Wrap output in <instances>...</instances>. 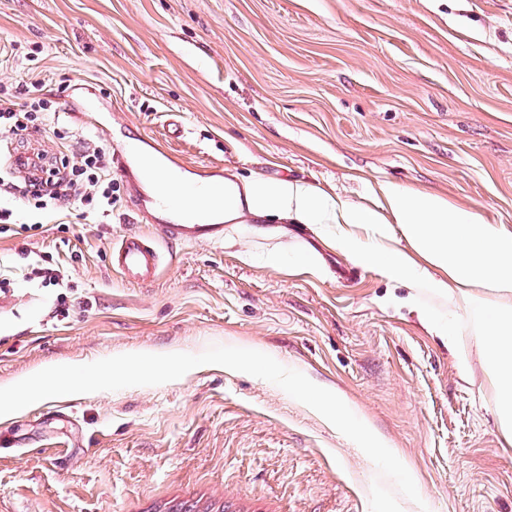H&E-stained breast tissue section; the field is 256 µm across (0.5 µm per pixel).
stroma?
<instances>
[{"label": "stroma", "instance_id": "35a3bbf8", "mask_svg": "<svg viewBox=\"0 0 512 512\" xmlns=\"http://www.w3.org/2000/svg\"><path fill=\"white\" fill-rule=\"evenodd\" d=\"M39 84L61 128L155 141L187 180H300L361 200L388 180L512 225V0H0V86ZM178 120L181 136L169 123ZM63 140L0 137L58 156ZM108 224L65 209L0 235V388L126 353H266L346 399L413 471L402 512H512V445L417 306L313 226L243 215L220 243L162 244L152 281L113 242L171 223L112 173ZM49 261L64 288L25 280ZM69 313L57 315L58 294ZM0 512H370L373 462L313 409L220 365L0 417Z\"/></svg>", "mask_w": 512, "mask_h": 512}]
</instances>
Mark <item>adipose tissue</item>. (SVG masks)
<instances>
[{
	"instance_id": "adipose-tissue-1",
	"label": "adipose tissue",
	"mask_w": 512,
	"mask_h": 512,
	"mask_svg": "<svg viewBox=\"0 0 512 512\" xmlns=\"http://www.w3.org/2000/svg\"><path fill=\"white\" fill-rule=\"evenodd\" d=\"M367 206L318 191L300 181L255 178L224 184V218L273 215L317 225L337 249L391 282L427 289L462 312L472 339L455 333L429 310L420 317L468 368L480 357L494 391L499 431L512 442V225L495 224L475 205L379 182Z\"/></svg>"
}]
</instances>
